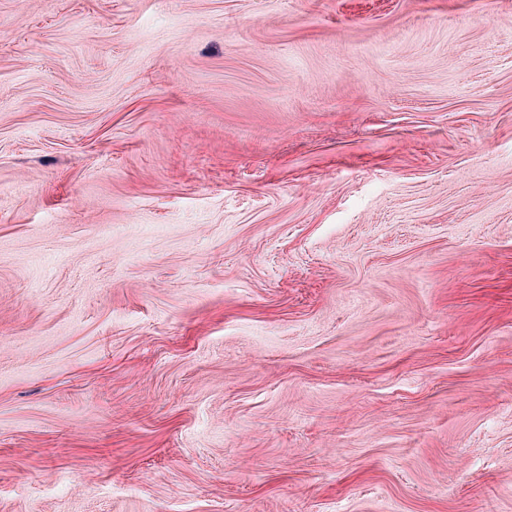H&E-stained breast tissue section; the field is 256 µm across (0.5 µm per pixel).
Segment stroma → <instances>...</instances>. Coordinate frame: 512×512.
Segmentation results:
<instances>
[{"instance_id":"obj_1","label":"stroma","mask_w":512,"mask_h":512,"mask_svg":"<svg viewBox=\"0 0 512 512\" xmlns=\"http://www.w3.org/2000/svg\"><path fill=\"white\" fill-rule=\"evenodd\" d=\"M0 512H512V0H0Z\"/></svg>"}]
</instances>
